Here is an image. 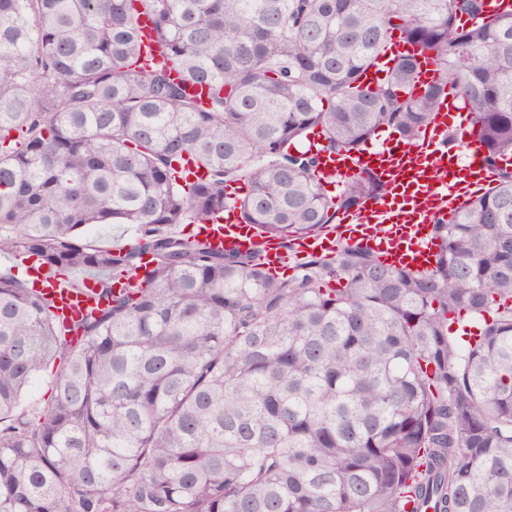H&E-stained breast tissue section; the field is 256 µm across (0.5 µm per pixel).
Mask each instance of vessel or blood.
Listing matches in <instances>:
<instances>
[{"mask_svg": "<svg viewBox=\"0 0 512 512\" xmlns=\"http://www.w3.org/2000/svg\"><path fill=\"white\" fill-rule=\"evenodd\" d=\"M463 109L459 98H449L434 112L419 143L410 148L387 138L358 153L321 155L318 176L325 187L341 186L344 179L363 171L379 174L386 185L380 198L345 215L347 242L363 244L392 266L412 270L433 266V220L449 215L471 193L486 190L492 182L493 172L479 144H471L463 155L447 149L448 119ZM198 233L215 250L258 252L270 260L281 255L277 240L258 235L253 225L240 223L229 208L223 220L200 225ZM337 233L332 227L306 237L298 249L307 254L332 253ZM27 275L65 316L88 313L94 305L87 295L53 279L47 268H29Z\"/></svg>", "mask_w": 512, "mask_h": 512, "instance_id": "1", "label": "vessel or blood"}]
</instances>
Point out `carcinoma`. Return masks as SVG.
Segmentation results:
<instances>
[{
	"mask_svg": "<svg viewBox=\"0 0 512 512\" xmlns=\"http://www.w3.org/2000/svg\"><path fill=\"white\" fill-rule=\"evenodd\" d=\"M396 31L418 92L411 53L366 78ZM451 95L497 185L435 220L430 269L341 242L278 276L176 231L230 203L317 235L386 186L329 195L311 135L415 145ZM508 155L512 9L484 0H0V252L102 273L68 325L0 274V512H512ZM89 238L101 237L112 247H130L134 243L133 228L127 224H110L86 232Z\"/></svg>",
	"mask_w": 512,
	"mask_h": 512,
	"instance_id": "1",
	"label": "carcinoma"
}]
</instances>
